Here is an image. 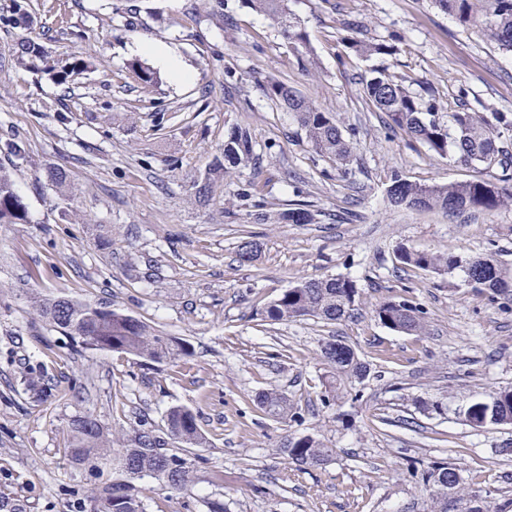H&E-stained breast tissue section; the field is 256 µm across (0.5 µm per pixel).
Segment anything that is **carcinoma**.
<instances>
[{"mask_svg": "<svg viewBox=\"0 0 512 512\" xmlns=\"http://www.w3.org/2000/svg\"><path fill=\"white\" fill-rule=\"evenodd\" d=\"M241 3L267 17L303 65L313 64L309 35L300 17L291 10L290 0H241ZM432 3L462 27L478 30L499 49L512 54V0H432ZM396 41L395 35L383 39L361 38L347 42V48L360 57L371 58L392 54ZM13 55L21 59L41 58L44 49L38 43L24 40L15 44ZM262 88L269 101L293 115L317 154L339 162L350 158L352 142L343 135L330 113L321 111L283 80L268 78L262 82ZM362 99L383 113L387 129L393 135L403 133L441 157L452 152L466 164H498L506 172L512 169V152L500 141L502 131L512 130L511 112L488 114L464 108L445 117L435 92L422 97L377 69L371 70L370 76L363 80ZM253 154L248 130L241 126L231 128L224 138L222 156L215 158L203 178L195 183V196L207 197L214 183L224 179L231 169L252 160ZM386 194L396 206L492 212L512 202V184L506 179L493 181L477 176L463 182L427 185L410 181L396 172ZM27 220V205L17 191L14 172L0 164V224H25ZM256 220L313 224L315 214L300 204L274 215L258 213ZM397 260L405 266L435 273H451L461 267L466 282L486 294L490 302L512 303V265L491 252L465 263L452 252L401 247L397 250ZM356 295V282L348 276L301 280L263 307L262 320L270 324L305 317L339 321L352 310ZM33 304L50 326L87 349L124 353L154 363H172L189 356V346L183 339L110 306L80 302L65 295L37 297ZM375 317L383 326L401 333L422 334L427 327L422 306L408 300L380 303L375 308ZM321 352L335 371V390H340L349 380L361 381L367 376L366 364L351 347L328 341ZM256 402L269 417L288 418V398L279 391H262ZM467 419L476 428L488 423L512 424V387L494 391L487 402L471 404ZM166 423L165 438L138 433L115 448L96 419L86 416L74 422L72 448L68 449L72 464L93 466L101 459H112V482L93 494L91 512H144L143 491L137 484L144 478L175 491L188 488L190 462L173 452L170 442L186 448H202L207 440L197 415L188 408H171ZM285 453L295 466L308 469L327 463L333 449L314 436L303 435L290 439ZM420 479L429 491L427 512H457L462 502L464 512H490L481 495L458 494L460 476L455 467L433 462L422 471Z\"/></svg>", "mask_w": 512, "mask_h": 512, "instance_id": "carcinoma-1", "label": "carcinoma"}]
</instances>
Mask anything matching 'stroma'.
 <instances>
[{
	"label": "stroma",
	"mask_w": 512,
	"mask_h": 512,
	"mask_svg": "<svg viewBox=\"0 0 512 512\" xmlns=\"http://www.w3.org/2000/svg\"><path fill=\"white\" fill-rule=\"evenodd\" d=\"M29 24L4 25L16 3ZM316 65L305 71L263 15L224 0H0V163L13 167L27 207L25 224H0V494L24 512H90V497L112 467L68 460L75 420L95 418L111 436L163 434L166 414L197 413L207 438L186 449L188 490L151 479L140 485L146 512H424L421 469L453 464L462 494L485 497L495 512L512 503V425L472 427L466 410L512 386V305L467 284L462 271L435 274L399 264L398 245L453 251L469 261L497 253L512 263V205L449 215L392 206V173L448 184L483 169L391 136L382 113L359 95L372 68L416 94L433 89L442 112L468 104L512 113V57L460 26L430 0H292ZM398 50L368 60L346 54L349 24ZM45 44L47 60L20 61L18 41ZM166 45L190 77L157 70L144 86L136 49ZM87 70L59 84L63 65ZM274 76L332 113L356 149L343 164L318 155L289 112L260 90ZM247 127L253 163L199 200L193 183ZM17 141L23 156L4 152ZM68 174L61 194L45 169ZM305 202L313 224H259L257 213ZM110 243L100 246L99 230ZM259 243L240 262L243 236ZM347 276L358 295L351 317L268 324L265 303L301 279ZM60 294L132 313L185 340L189 357L158 364L85 350L33 311L31 296ZM409 300L426 312V334L381 325L383 301ZM351 346L369 376L324 403L331 370L321 346ZM275 388L292 407L276 421L255 405ZM440 401L443 414L424 411ZM318 435L331 462L295 470L290 438Z\"/></svg>",
	"instance_id": "obj_1"
}]
</instances>
